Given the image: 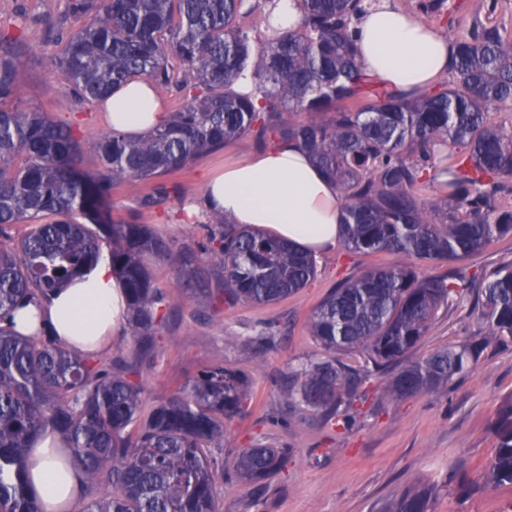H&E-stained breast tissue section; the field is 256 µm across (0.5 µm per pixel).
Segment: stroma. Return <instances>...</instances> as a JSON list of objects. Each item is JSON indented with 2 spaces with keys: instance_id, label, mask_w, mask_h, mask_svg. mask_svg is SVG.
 Instances as JSON below:
<instances>
[{
  "instance_id": "obj_1",
  "label": "stroma",
  "mask_w": 512,
  "mask_h": 512,
  "mask_svg": "<svg viewBox=\"0 0 512 512\" xmlns=\"http://www.w3.org/2000/svg\"><path fill=\"white\" fill-rule=\"evenodd\" d=\"M68 4L0 0V29L24 37L23 107L48 112L64 124H79L84 161L92 168L94 143L110 127L100 110L81 108L54 73L51 57L57 47L43 25L44 19L66 17ZM456 18L465 29L473 19L488 18L510 31L512 0H461ZM256 150L253 139L244 137L199 154L184 170L167 177L178 185L179 199L145 207L139 192L121 185L113 189L112 201L117 212L133 215L137 223L151 225L175 244L203 239V224L184 223L182 206L204 197L206 172ZM396 260L388 252H352L339 245L315 257L316 275L298 293L269 306L241 302L217 311L204 300L184 295L173 267L152 259L148 266L155 283L172 307L157 331L153 355L139 361L138 340L123 323L100 357L135 364L134 379L147 409L209 368L226 365L245 371L249 409L225 426L222 447L206 451L216 473L219 512H386L400 496L418 492L427 493L429 512H506L512 505V487L486 481L482 474L495 454L491 425L512 401V341L485 340L477 297L486 276L512 263V233L460 262L467 287L440 308L407 355L415 361L470 343L475 352L468 370L437 392L401 401L389 399L384 391L395 368L372 371L348 429L325 421L320 412L288 403L287 376L303 363L332 355L310 333L313 309L341 283ZM270 321L278 329L272 346L255 353L241 345V338L255 335ZM258 441L290 450L287 469L267 479L262 492L235 475L238 454Z\"/></svg>"
}]
</instances>
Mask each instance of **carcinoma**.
Instances as JSON below:
<instances>
[{"label": "carcinoma", "mask_w": 512, "mask_h": 512, "mask_svg": "<svg viewBox=\"0 0 512 512\" xmlns=\"http://www.w3.org/2000/svg\"><path fill=\"white\" fill-rule=\"evenodd\" d=\"M296 24L273 30L254 50L248 17L260 0H72L76 27L45 22L59 46L54 71L82 103L135 78L176 93L169 122L132 138L111 132L95 143L100 168L84 167L78 128L23 109L20 37L0 31V512H41L29 491V454L46 434L62 439L84 476L80 512H217L216 479L205 449L224 424L248 410L247 377L216 366L167 401L144 411L134 366L63 348L43 330L19 334L10 315L96 263L102 244L123 282L127 323L142 347L154 345L166 296L146 259L174 266L191 296L231 306L273 304L305 287L315 263L293 245L245 232L205 212V238L180 247L147 224L114 215L112 189L149 185L142 205L177 196L161 177L200 153L250 137L261 148L295 146L332 179L344 210L343 246L386 251L398 262L369 269L334 289L310 318L329 350L366 351L376 367L403 356L439 308L460 294L461 279L421 277L417 263H458L512 232V131L490 112L512 101V33L474 23L459 34L448 0H418L426 17L446 18L454 51L451 87L416 98L396 91L351 105L367 73L353 34L368 0H294ZM303 112L305 122L290 116ZM456 149L444 165L448 148ZM441 187L430 201L423 189ZM31 224L21 239L15 224ZM487 335L512 338V264L481 288ZM474 347L461 344L407 364L386 386L395 400L434 391L468 368ZM368 377L332 358L293 379L291 396L325 410L344 428ZM495 456L484 478L512 486V404L499 414ZM288 465V449L256 444L235 463L241 479L262 482ZM390 512H428V499L405 495Z\"/></svg>", "instance_id": "cac0c4a2"}]
</instances>
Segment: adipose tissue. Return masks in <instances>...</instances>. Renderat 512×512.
<instances>
[{"instance_id":"adipose-tissue-1","label":"adipose tissue","mask_w":512,"mask_h":512,"mask_svg":"<svg viewBox=\"0 0 512 512\" xmlns=\"http://www.w3.org/2000/svg\"><path fill=\"white\" fill-rule=\"evenodd\" d=\"M355 39L367 72L404 93L432 90L451 67L452 50L441 32L390 0L361 20ZM103 108L113 130L129 136L169 119L161 96L144 80L114 90ZM205 194L208 207L233 223L313 254L335 247L341 235L338 189L298 148L279 146L229 162L206 176ZM126 311L122 282L103 259L47 299L15 309L11 318L22 335L45 328L65 348L86 354L101 351ZM65 456L56 437L33 446L30 480L43 512H55L80 490L82 473Z\"/></svg>"}]
</instances>
